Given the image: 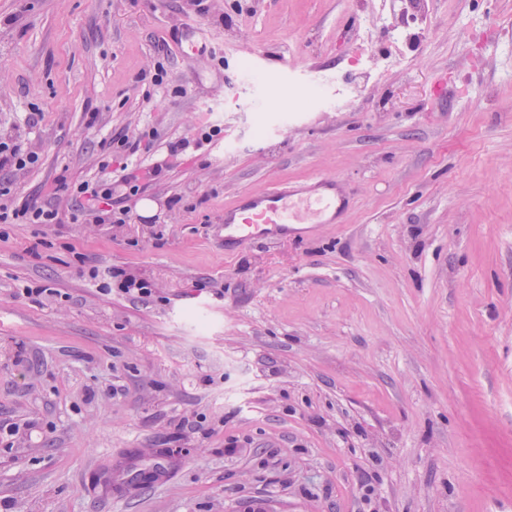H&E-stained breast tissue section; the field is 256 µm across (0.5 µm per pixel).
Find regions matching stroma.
I'll return each instance as SVG.
<instances>
[{
	"label": "stroma",
	"mask_w": 512,
	"mask_h": 512,
	"mask_svg": "<svg viewBox=\"0 0 512 512\" xmlns=\"http://www.w3.org/2000/svg\"><path fill=\"white\" fill-rule=\"evenodd\" d=\"M378 7L0 0V137L40 157L0 172L15 195L119 180L105 143L147 127L136 161L162 169L116 193L129 223L71 222L63 196L62 223L0 238L11 512H512V0H429L412 65L337 102L322 75ZM266 51L310 105L261 78ZM318 174L340 223L225 247L240 194ZM92 267L155 292L100 293ZM132 455L167 476L115 493Z\"/></svg>",
	"instance_id": "obj_1"
}]
</instances>
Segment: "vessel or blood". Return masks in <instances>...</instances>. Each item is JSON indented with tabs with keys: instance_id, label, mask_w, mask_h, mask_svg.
Returning <instances> with one entry per match:
<instances>
[{
	"instance_id": "b4317fda",
	"label": "vessel or blood",
	"mask_w": 512,
	"mask_h": 512,
	"mask_svg": "<svg viewBox=\"0 0 512 512\" xmlns=\"http://www.w3.org/2000/svg\"><path fill=\"white\" fill-rule=\"evenodd\" d=\"M345 208L335 176L319 175L303 186L276 183L238 197L224 210L228 245L272 241L287 236L295 224H334Z\"/></svg>"
}]
</instances>
